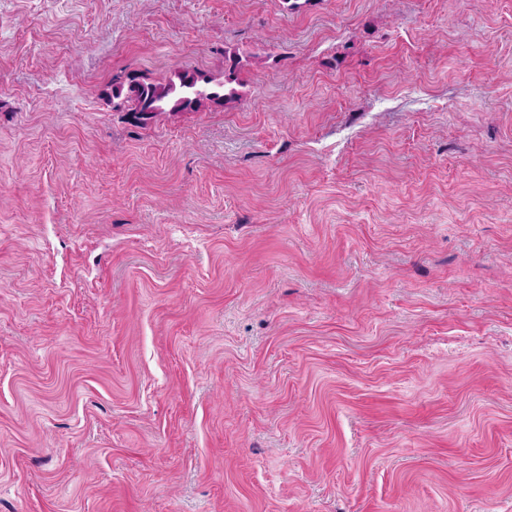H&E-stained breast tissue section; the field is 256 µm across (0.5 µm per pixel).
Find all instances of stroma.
I'll return each mask as SVG.
<instances>
[{
  "label": "stroma",
  "mask_w": 512,
  "mask_h": 512,
  "mask_svg": "<svg viewBox=\"0 0 512 512\" xmlns=\"http://www.w3.org/2000/svg\"><path fill=\"white\" fill-rule=\"evenodd\" d=\"M0 512H512V0H0ZM240 57L224 52V77L217 79L192 69L178 71L165 82L140 81L128 75L112 81V98L126 112H194L206 103L227 105L241 97Z\"/></svg>",
  "instance_id": "1"
}]
</instances>
